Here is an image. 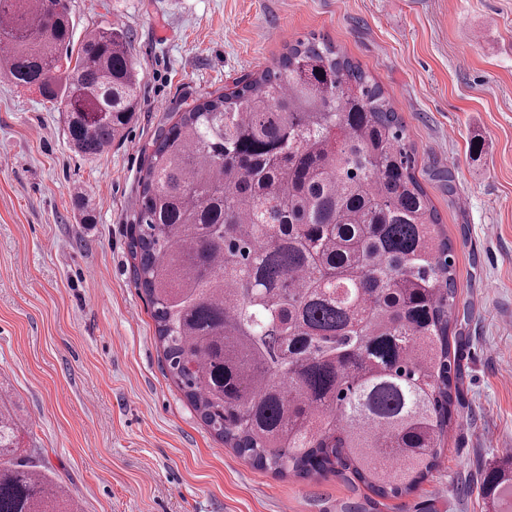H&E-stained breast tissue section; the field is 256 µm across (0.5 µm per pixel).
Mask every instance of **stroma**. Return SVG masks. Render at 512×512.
<instances>
[{
	"instance_id": "stroma-1",
	"label": "stroma",
	"mask_w": 512,
	"mask_h": 512,
	"mask_svg": "<svg viewBox=\"0 0 512 512\" xmlns=\"http://www.w3.org/2000/svg\"><path fill=\"white\" fill-rule=\"evenodd\" d=\"M76 37L130 36L141 106L111 149L0 74V401L81 512H499L512 464V0H67ZM321 34L400 112L453 247L462 372L447 454L381 498L329 473L281 477L226 448L169 376L133 280L145 149L180 107ZM512 480L502 476L499 473L489 472L483 481V491L485 495L500 501L503 505L510 507L508 512L512 511Z\"/></svg>"
}]
</instances>
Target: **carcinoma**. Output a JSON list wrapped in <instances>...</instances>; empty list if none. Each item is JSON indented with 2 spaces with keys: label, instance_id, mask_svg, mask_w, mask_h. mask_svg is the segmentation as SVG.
<instances>
[{
  "label": "carcinoma",
  "instance_id": "carcinoma-1",
  "mask_svg": "<svg viewBox=\"0 0 512 512\" xmlns=\"http://www.w3.org/2000/svg\"><path fill=\"white\" fill-rule=\"evenodd\" d=\"M0 71L105 153L140 105L121 28L73 42L65 0H0ZM381 88L314 38L178 113L147 154L134 280L172 378L224 445L277 475L348 471L381 497L438 466L461 372L452 246ZM0 407V512H79L16 456ZM484 494L512 508V480Z\"/></svg>",
  "mask_w": 512,
  "mask_h": 512
}]
</instances>
